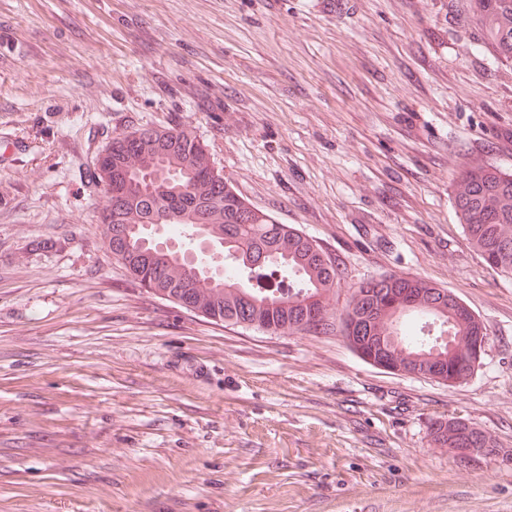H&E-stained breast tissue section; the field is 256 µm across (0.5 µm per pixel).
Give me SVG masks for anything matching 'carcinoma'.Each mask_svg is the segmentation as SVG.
<instances>
[{
  "mask_svg": "<svg viewBox=\"0 0 512 512\" xmlns=\"http://www.w3.org/2000/svg\"><path fill=\"white\" fill-rule=\"evenodd\" d=\"M486 41L512 60V0H471ZM93 182L104 190L99 214L112 255L139 284L215 322L296 334L337 331L354 350L382 351L406 375L459 372L487 335L484 324L455 294L409 276L368 281L336 313L330 295L340 282L336 259L292 225L251 208L224 181L207 146L181 128H143L112 139ZM454 207L483 261L512 277V170L466 169ZM179 239L200 231L225 245L211 271L179 260L167 247L145 245L147 228ZM418 303L420 327L402 321L400 306ZM432 441L457 457L465 448L492 453L481 429L451 418L433 425Z\"/></svg>",
  "mask_w": 512,
  "mask_h": 512,
  "instance_id": "cac0c4a2",
  "label": "carcinoma"
}]
</instances>
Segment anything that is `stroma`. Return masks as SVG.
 <instances>
[{
    "instance_id": "35a3bbf8",
    "label": "stroma",
    "mask_w": 512,
    "mask_h": 512,
    "mask_svg": "<svg viewBox=\"0 0 512 512\" xmlns=\"http://www.w3.org/2000/svg\"><path fill=\"white\" fill-rule=\"evenodd\" d=\"M469 0H0V512H512V278L453 205L512 169V61ZM177 127L359 284L419 278L487 343L448 385L330 334L214 323L106 247L112 137ZM463 419L495 453L430 436ZM430 435L435 444L440 448H448V452L454 457L458 456L461 462L472 458V448L478 450L475 458L490 454L497 448L496 442L481 429L454 418L435 423ZM464 448L469 449L463 451Z\"/></svg>"
}]
</instances>
